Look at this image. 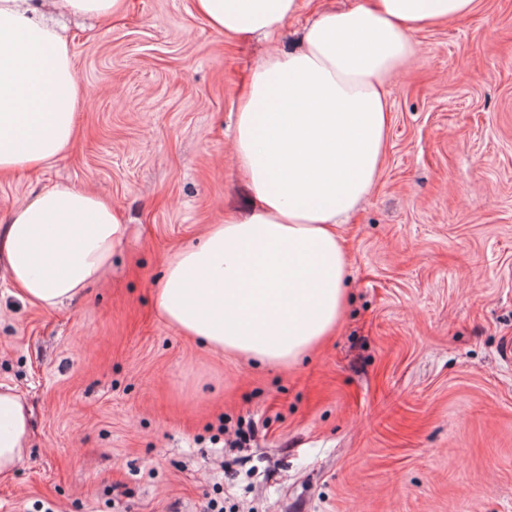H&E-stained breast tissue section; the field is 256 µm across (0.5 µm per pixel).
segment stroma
I'll list each match as a JSON object with an SVG mask.
<instances>
[{"label": "stroma", "instance_id": "stroma-1", "mask_svg": "<svg viewBox=\"0 0 512 512\" xmlns=\"http://www.w3.org/2000/svg\"><path fill=\"white\" fill-rule=\"evenodd\" d=\"M354 2L300 0L277 38L241 44L194 0L51 9L90 104L70 152L0 180V218L66 184L128 235L55 310L0 275V383L33 414L0 512H512V0L414 35L378 184L340 227L334 336L261 365L154 303L169 255L248 202L233 137L251 70ZM125 0H65V7L73 15L104 18L119 13Z\"/></svg>", "mask_w": 512, "mask_h": 512}]
</instances>
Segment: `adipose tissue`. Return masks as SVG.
Returning <instances> with one entry per match:
<instances>
[{"label":"adipose tissue","mask_w":512,"mask_h":512,"mask_svg":"<svg viewBox=\"0 0 512 512\" xmlns=\"http://www.w3.org/2000/svg\"><path fill=\"white\" fill-rule=\"evenodd\" d=\"M476 0H372L319 14L299 46L251 73L235 158L252 203L167 262L155 294L164 319L214 349L288 366L330 336L346 304L337 227L372 191L388 135L385 86L414 55V32ZM213 29L277 33L299 0H196ZM84 103L67 39L33 0H0V176L67 151ZM125 235L97 194L43 190L0 224V270L47 309L97 283ZM31 410L0 385V478L24 455Z\"/></svg>","instance_id":"ef3b65f1"}]
</instances>
